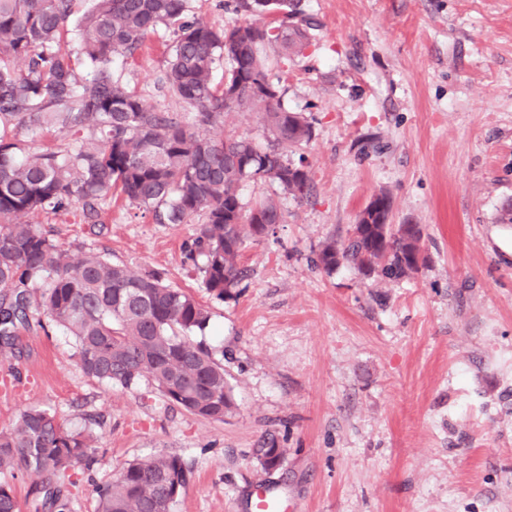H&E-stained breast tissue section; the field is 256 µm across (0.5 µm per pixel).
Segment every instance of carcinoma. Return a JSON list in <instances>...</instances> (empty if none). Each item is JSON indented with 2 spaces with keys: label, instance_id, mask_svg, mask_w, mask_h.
<instances>
[{
  "label": "carcinoma",
  "instance_id": "1",
  "mask_svg": "<svg viewBox=\"0 0 512 512\" xmlns=\"http://www.w3.org/2000/svg\"><path fill=\"white\" fill-rule=\"evenodd\" d=\"M75 0H0V353L15 355L21 330L50 323L74 338L77 363L93 380L131 388L146 378L159 394L189 413L222 421L234 408L224 363L204 340L210 312L193 295L165 283L156 270H133L87 252L72 263L68 250L25 220L77 206L93 219L120 192L154 212L160 224H194L185 262L216 298L233 297L245 278L240 256L285 221L281 202L266 196L246 210L239 187L269 181L294 198L310 192V178L288 154L314 137L312 123L284 106L280 81L270 76L265 46L285 51L309 43L316 21L302 0H235L244 22L217 29L189 16L188 0H94L78 24L79 54L65 34ZM171 30V55L162 84L189 109L161 112L112 77V60L131 54L160 27ZM93 65L76 76L77 56ZM227 65L224 82L213 70ZM264 115L272 140L209 137L232 109ZM58 124L67 142L32 152L21 131ZM96 134L84 137V131ZM371 222L330 239L315 266L330 274L348 266L365 277L396 281L419 272V224H388L392 197ZM92 439L65 429L40 406L22 410L0 431V512H20L8 477L31 479L35 512H70L63 494L78 469L90 466ZM190 470L180 457L134 460L119 478L94 488L97 512H173Z\"/></svg>",
  "mask_w": 512,
  "mask_h": 512
}]
</instances>
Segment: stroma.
I'll return each mask as SVG.
<instances>
[{
  "label": "stroma",
  "instance_id": "35a3bbf8",
  "mask_svg": "<svg viewBox=\"0 0 512 512\" xmlns=\"http://www.w3.org/2000/svg\"><path fill=\"white\" fill-rule=\"evenodd\" d=\"M308 46L266 47L284 103L305 113L311 193L282 197L275 235L247 241V274L217 299L182 263L191 224H158L116 198L99 222H35L59 242L154 268L210 311L235 407L186 412L146 380L84 376L71 336L26 332L0 355V429L27 406L96 438L66 485L71 512L132 460L175 454L192 472L173 512H252L256 488L282 512H512V0H302ZM172 35L151 34L112 75L156 109ZM366 147H358V140ZM391 221L423 229L426 262L379 282L312 264L379 192ZM284 449L264 470L257 448Z\"/></svg>",
  "mask_w": 512,
  "mask_h": 512
}]
</instances>
